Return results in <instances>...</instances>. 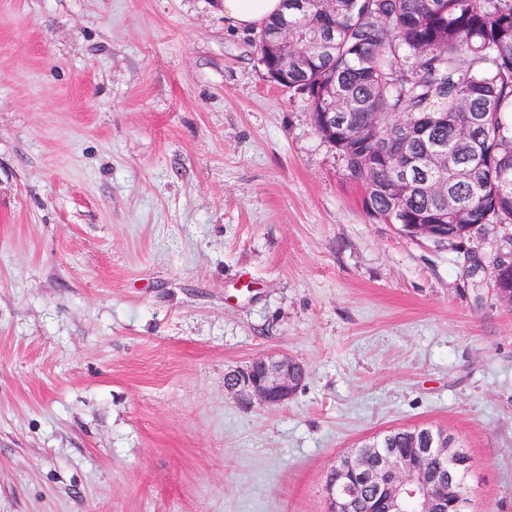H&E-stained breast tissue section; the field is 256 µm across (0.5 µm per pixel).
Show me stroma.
<instances>
[{
    "instance_id": "obj_1",
    "label": "stroma",
    "mask_w": 512,
    "mask_h": 512,
    "mask_svg": "<svg viewBox=\"0 0 512 512\" xmlns=\"http://www.w3.org/2000/svg\"><path fill=\"white\" fill-rule=\"evenodd\" d=\"M222 0H0V512H328L364 439L442 428L512 512V304L372 219ZM277 352L279 407L224 377ZM307 377V366L300 360L284 354H267L230 371L224 383L228 392L250 403L274 406L288 402Z\"/></svg>"
}]
</instances>
